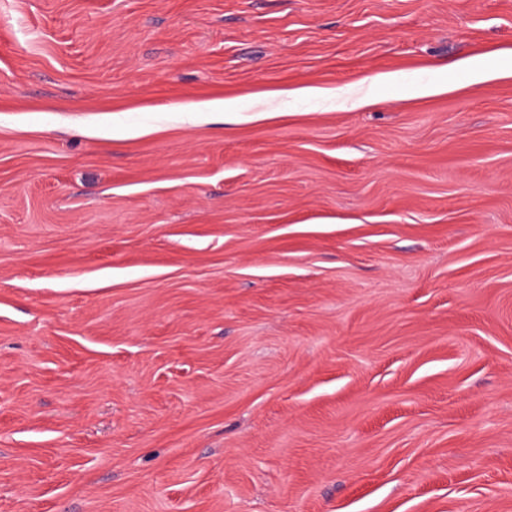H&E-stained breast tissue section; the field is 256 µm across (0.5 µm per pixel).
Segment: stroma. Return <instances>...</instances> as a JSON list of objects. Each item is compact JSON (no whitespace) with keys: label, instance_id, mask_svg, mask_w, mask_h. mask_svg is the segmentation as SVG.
<instances>
[{"label":"stroma","instance_id":"35a3bbf8","mask_svg":"<svg viewBox=\"0 0 512 512\" xmlns=\"http://www.w3.org/2000/svg\"><path fill=\"white\" fill-rule=\"evenodd\" d=\"M496 53L512 0H0V512H512ZM467 83H478L488 79L494 72L485 56H475L460 66Z\"/></svg>","mask_w":512,"mask_h":512}]
</instances>
